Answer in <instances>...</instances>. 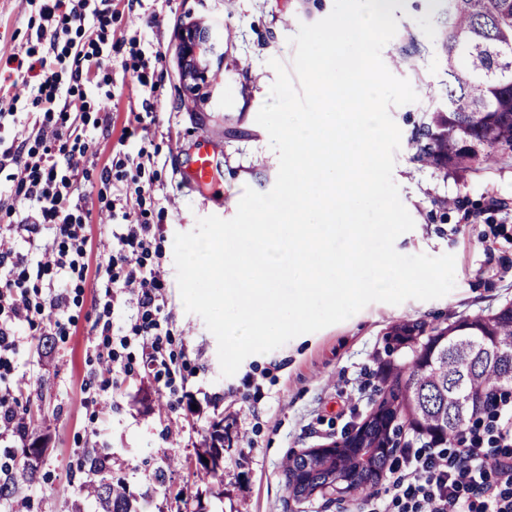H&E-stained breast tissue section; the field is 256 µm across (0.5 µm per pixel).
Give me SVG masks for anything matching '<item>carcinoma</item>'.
I'll list each match as a JSON object with an SVG mask.
<instances>
[{"label": "carcinoma", "mask_w": 512, "mask_h": 512, "mask_svg": "<svg viewBox=\"0 0 512 512\" xmlns=\"http://www.w3.org/2000/svg\"><path fill=\"white\" fill-rule=\"evenodd\" d=\"M441 28L438 46L448 66L446 102L428 115L419 128L417 159L443 171L488 168L512 150V0H436ZM421 53L416 36L407 38L397 60L407 65ZM411 348L405 365L388 362L384 397L374 403L362 427L366 447L373 449L365 465L352 459L348 473L357 476L355 491L377 483L391 451L407 446L406 434L419 447L447 444L448 436L473 416L470 400L489 402L491 389H512V306L484 317L454 322L426 331L421 322L404 323L389 333L387 353ZM211 463H203L197 475L223 484L220 459L224 432L219 422L210 425ZM23 475L32 476L42 448L23 449ZM78 469L103 473L105 458L93 451L81 456ZM297 475L310 489L325 488L336 478V466L326 460L310 461L305 453L290 457L288 488ZM81 490L93 496L100 512H135L131 495L121 481L104 478Z\"/></svg>", "instance_id": "carcinoma-1"}]
</instances>
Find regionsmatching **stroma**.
Here are the masks:
<instances>
[{"label": "stroma", "instance_id": "1", "mask_svg": "<svg viewBox=\"0 0 512 512\" xmlns=\"http://www.w3.org/2000/svg\"><path fill=\"white\" fill-rule=\"evenodd\" d=\"M334 0H112V37L120 45L104 61L111 73L112 109L92 132L85 166L84 205L89 270L71 324L59 332L51 319L26 329L13 359L19 384L9 396L28 437L0 441V464L19 475L27 440L45 451L36 480L0 512H98L80 485L82 452L105 449L112 476L126 485L137 512H366V493L334 503L321 495L297 501L288 490L291 455L341 438L362 422L379 399L380 372L392 327L403 321L443 327L488 315L512 304V159L479 173L448 175L415 158L413 138L428 112L445 97L446 61L435 42L439 16L430 0H405L395 9L397 33L382 58L396 77L407 79L417 102L394 106L401 131L393 179L415 227L399 236L396 250L455 257V287L431 301L399 305L374 302L349 319L289 341L267 353L265 368L245 359L222 376L217 340L203 319L187 313L174 266L176 233L192 231L199 218H232L244 188L272 189L279 168L266 130L256 115L276 78L269 59L291 66L289 37L300 24L325 18ZM42 19L37 0H0V53L26 50ZM205 28L217 51L209 81L189 92L177 53L187 27ZM424 46L417 68L395 66L407 34ZM154 86L145 94L138 75ZM150 99L153 114L142 101ZM207 140L218 165V192L190 186L186 161ZM145 146L154 162L134 173L125 143ZM111 166L121 189L142 185V219L156 234L147 262L165 280L158 357L175 360L174 378L157 376L139 341L120 350L131 376L107 374L97 358L99 266L112 237L98 191L99 173ZM500 206H490L491 198ZM449 207H441V200ZM50 349H43L44 340ZM224 422V482L197 480L213 419Z\"/></svg>", "mask_w": 512, "mask_h": 512}]
</instances>
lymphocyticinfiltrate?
Wrapping results in <instances>:
<instances>
[{
	"label": "lymphocytic infiltrate",
	"instance_id": "1",
	"mask_svg": "<svg viewBox=\"0 0 512 512\" xmlns=\"http://www.w3.org/2000/svg\"><path fill=\"white\" fill-rule=\"evenodd\" d=\"M40 16L38 48L7 58L24 91L0 101V170L12 168L15 183L14 197L0 204L17 213L18 228L47 229L53 241L35 261L13 247L0 250L6 273L0 282V384L10 381L25 326L50 317L62 328L69 319L68 285L84 275V226L91 221L81 204L79 165L90 148L81 130L92 111L112 109L111 94L92 105L78 94L83 86L112 82L102 72L112 52V0H40ZM78 33L85 42L75 41ZM23 102L41 115L29 128L17 110ZM131 200L124 193L105 203L106 211L126 218L112 233L108 279L97 298L98 356L112 365L117 347L134 337L148 339L160 327V272L143 262L152 227L130 220ZM119 302L131 311L130 329L112 320ZM487 409L495 421L490 441L468 426L450 436L447 447L401 449L384 476L385 495L372 500L370 512H512V401L498 395Z\"/></svg>",
	"mask_w": 512,
	"mask_h": 512
}]
</instances>
